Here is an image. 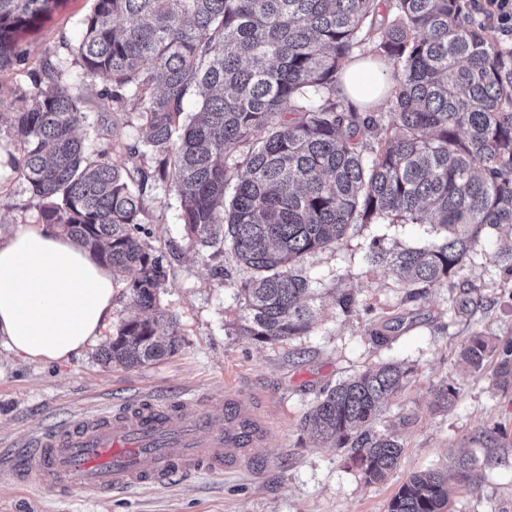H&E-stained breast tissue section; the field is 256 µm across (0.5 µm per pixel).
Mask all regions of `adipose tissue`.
<instances>
[{"instance_id":"obj_1","label":"adipose tissue","mask_w":512,"mask_h":512,"mask_svg":"<svg viewBox=\"0 0 512 512\" xmlns=\"http://www.w3.org/2000/svg\"><path fill=\"white\" fill-rule=\"evenodd\" d=\"M386 69L353 63L350 101L369 112L382 100ZM117 284L110 268L60 229L18 224L0 233V343L17 355L65 362L101 334Z\"/></svg>"}]
</instances>
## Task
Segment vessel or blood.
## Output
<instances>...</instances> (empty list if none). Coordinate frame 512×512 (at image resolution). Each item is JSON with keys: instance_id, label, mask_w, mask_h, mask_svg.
Wrapping results in <instances>:
<instances>
[{"instance_id": "b4317fda", "label": "vessel or blood", "mask_w": 512, "mask_h": 512, "mask_svg": "<svg viewBox=\"0 0 512 512\" xmlns=\"http://www.w3.org/2000/svg\"><path fill=\"white\" fill-rule=\"evenodd\" d=\"M219 404L196 410L195 402L134 404L119 412L85 416L36 435L39 483L59 494L70 486L87 493L163 485L173 475L233 470V439L218 423Z\"/></svg>"}]
</instances>
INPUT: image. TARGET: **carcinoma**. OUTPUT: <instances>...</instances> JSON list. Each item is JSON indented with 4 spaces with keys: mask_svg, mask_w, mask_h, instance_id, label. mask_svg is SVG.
<instances>
[{
    "mask_svg": "<svg viewBox=\"0 0 512 512\" xmlns=\"http://www.w3.org/2000/svg\"><path fill=\"white\" fill-rule=\"evenodd\" d=\"M391 14L374 23L381 2ZM51 0H0V72L24 61L12 33ZM476 0H94L76 44L64 41L18 96L9 130L42 223L56 226L126 281L138 313L103 346L101 361L134 368L175 352L178 330L160 302L176 244L156 253L138 236L148 202L175 190L187 246L217 262L236 260L241 329L277 344L307 334L316 286L295 266L340 244L357 224H433L425 247L365 254L405 285L404 302L455 278L484 235L512 227V43L476 19ZM370 47L389 64L388 110L345 105L343 70ZM104 77L105 113L135 112L141 136L123 144L131 167L80 136L79 86ZM196 111L183 120L189 96ZM244 173H239L240 167ZM353 312L352 290L333 291ZM482 304L479 289L452 297L456 316ZM474 369L493 355V385L512 392V340L470 337ZM412 369L382 362L324 387L305 428L344 451L365 484L384 481L403 443L377 424ZM460 391L436 392L448 407ZM476 456L453 473L413 474L387 512H450L454 489L470 486Z\"/></svg>",
    "mask_w": 512,
    "mask_h": 512,
    "instance_id": "carcinoma-1",
    "label": "carcinoma"
}]
</instances>
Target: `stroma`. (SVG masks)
<instances>
[{"mask_svg": "<svg viewBox=\"0 0 512 512\" xmlns=\"http://www.w3.org/2000/svg\"><path fill=\"white\" fill-rule=\"evenodd\" d=\"M92 4L55 0L49 13L14 32L26 61L0 72L1 149H15L6 117L15 110L18 89L39 71L45 53L61 40L76 41ZM179 212L173 191L150 203L144 227L156 250L181 239ZM38 218L26 183L14 175L1 179L0 221L9 226ZM376 238L388 247L423 246L438 234L429 224H360L339 246L307 256L299 273L320 279L324 288L316 322L307 334L281 344L247 336L232 281L187 250L160 293L179 340L177 352L164 360L130 369L102 362L103 345L135 311L123 285L111 321L69 362L26 360L0 345V512H386L410 474L448 468L464 449L491 462L473 472L471 488L454 499L455 512H512V394L498 392L489 373L472 371L459 356L474 334L496 342L512 338V276L497 260L512 239L498 233L474 247L459 280L481 288L485 301L473 316L460 318L449 311L446 286L404 305L403 283L364 260ZM332 288L354 289L355 312L339 314L328 294ZM386 325L392 328L389 342L373 344L371 331ZM385 361L413 370L381 421L397 432L404 451L385 481L368 485L342 451L312 439L304 417L324 386ZM448 383L459 387L460 397L452 407H438L435 394ZM186 396L202 405L235 399L259 420L261 434L240 470L179 474L165 486L93 497L77 486L64 495L47 492L34 481L35 462L22 470L13 463L30 438L80 415Z\"/></svg>", "mask_w": 512, "mask_h": 512, "instance_id": "1", "label": "stroma"}]
</instances>
